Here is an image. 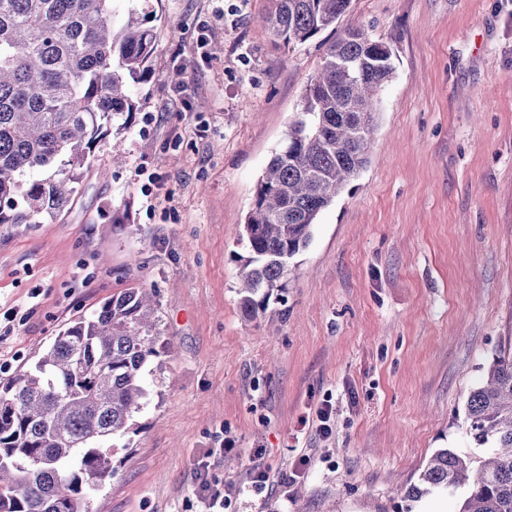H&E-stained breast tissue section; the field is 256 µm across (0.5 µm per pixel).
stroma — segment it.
Segmentation results:
<instances>
[{"label":"stroma","instance_id":"35a3bbf8","mask_svg":"<svg viewBox=\"0 0 512 512\" xmlns=\"http://www.w3.org/2000/svg\"><path fill=\"white\" fill-rule=\"evenodd\" d=\"M267 4L121 0L156 30L130 124L67 213L0 224V380L112 294L155 292L171 347L97 512H204L203 481L226 512H399L435 450L486 453L462 425L512 346V0H351L339 27L395 67L368 162L298 255L287 312L249 321L240 226L334 38L284 45L255 21Z\"/></svg>","mask_w":512,"mask_h":512}]
</instances>
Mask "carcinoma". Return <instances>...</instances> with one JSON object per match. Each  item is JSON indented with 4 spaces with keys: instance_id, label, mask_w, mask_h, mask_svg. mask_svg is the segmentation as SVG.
<instances>
[{
    "instance_id": "cac0c4a2",
    "label": "carcinoma",
    "mask_w": 512,
    "mask_h": 512,
    "mask_svg": "<svg viewBox=\"0 0 512 512\" xmlns=\"http://www.w3.org/2000/svg\"><path fill=\"white\" fill-rule=\"evenodd\" d=\"M115 0H0V224H40L67 211L103 129L136 110L155 31L144 12L115 20ZM350 0H272L260 16L284 44L336 27ZM390 47L349 27L324 50L256 185L240 240L239 303L254 319L282 306L294 258L319 214L368 161ZM169 343L142 288H125L55 337L32 367L0 382V512H92L112 476L116 437L149 404L147 368ZM465 433L491 450L472 461L437 450L404 498L469 486L458 512H512V350L499 351L465 407Z\"/></svg>"
}]
</instances>
